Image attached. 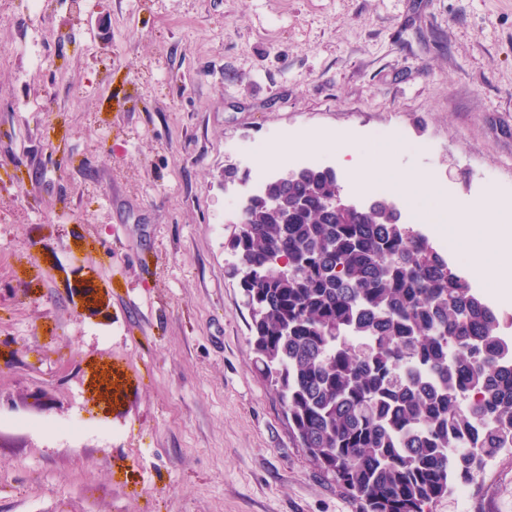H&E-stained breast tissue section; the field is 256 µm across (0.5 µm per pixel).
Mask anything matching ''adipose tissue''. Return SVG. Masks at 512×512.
<instances>
[{
	"mask_svg": "<svg viewBox=\"0 0 512 512\" xmlns=\"http://www.w3.org/2000/svg\"><path fill=\"white\" fill-rule=\"evenodd\" d=\"M352 170L354 181L361 190L398 194L420 218L435 223L439 232L462 241L470 268L492 287L505 288L512 284L502 276L499 266L490 260L486 244L469 232L471 219L475 214L486 211V204L479 203L467 209L446 205L434 212L425 209L423 200L438 195L433 177L424 171L399 168L389 152L378 157L356 159Z\"/></svg>",
	"mask_w": 512,
	"mask_h": 512,
	"instance_id": "1",
	"label": "adipose tissue"
}]
</instances>
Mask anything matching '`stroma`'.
<instances>
[{
    "label": "stroma",
    "mask_w": 512,
    "mask_h": 512,
    "mask_svg": "<svg viewBox=\"0 0 512 512\" xmlns=\"http://www.w3.org/2000/svg\"><path fill=\"white\" fill-rule=\"evenodd\" d=\"M391 138L512 203V0H0V417L39 420L0 434V512H361L255 368L224 170L259 144L363 205L343 153ZM431 512H512V451Z\"/></svg>",
    "instance_id": "1"
}]
</instances>
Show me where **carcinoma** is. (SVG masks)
<instances>
[{"label": "carcinoma", "mask_w": 512, "mask_h": 512, "mask_svg": "<svg viewBox=\"0 0 512 512\" xmlns=\"http://www.w3.org/2000/svg\"><path fill=\"white\" fill-rule=\"evenodd\" d=\"M338 189L335 170L305 167L244 201L229 245L256 362L298 446L362 512H431L512 450V341L393 204L330 209Z\"/></svg>", "instance_id": "carcinoma-1"}]
</instances>
